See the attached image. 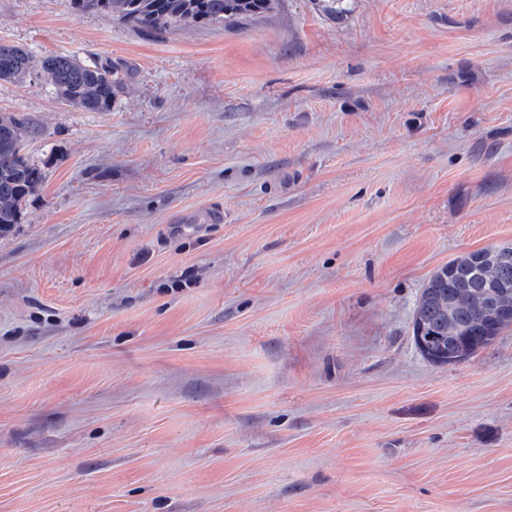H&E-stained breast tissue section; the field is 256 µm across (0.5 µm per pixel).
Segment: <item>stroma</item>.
Here are the masks:
<instances>
[{
    "label": "stroma",
    "instance_id": "stroma-1",
    "mask_svg": "<svg viewBox=\"0 0 512 512\" xmlns=\"http://www.w3.org/2000/svg\"><path fill=\"white\" fill-rule=\"evenodd\" d=\"M0 41L134 71L109 112L0 84L46 175L0 236V512H512V329L412 339L512 242V0H0ZM272 0H68L73 14L101 13L146 31L224 23L265 12ZM504 313L493 317L492 310ZM512 328V243L463 253L440 266L421 288L412 339L435 366L457 364Z\"/></svg>",
    "mask_w": 512,
    "mask_h": 512
}]
</instances>
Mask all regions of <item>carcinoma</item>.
<instances>
[{"label":"carcinoma","mask_w":512,"mask_h":512,"mask_svg":"<svg viewBox=\"0 0 512 512\" xmlns=\"http://www.w3.org/2000/svg\"><path fill=\"white\" fill-rule=\"evenodd\" d=\"M272 0H68L77 16L101 13L146 31L211 25L265 12ZM39 69L56 97L84 112H110L133 70L109 57L49 55L34 61L25 48L0 41V83L24 81ZM37 123L0 112V236L19 223L23 205L44 182L26 153L42 137ZM512 328V243L463 253L440 266L421 288L412 339L435 366L468 360Z\"/></svg>","instance_id":"1"}]
</instances>
